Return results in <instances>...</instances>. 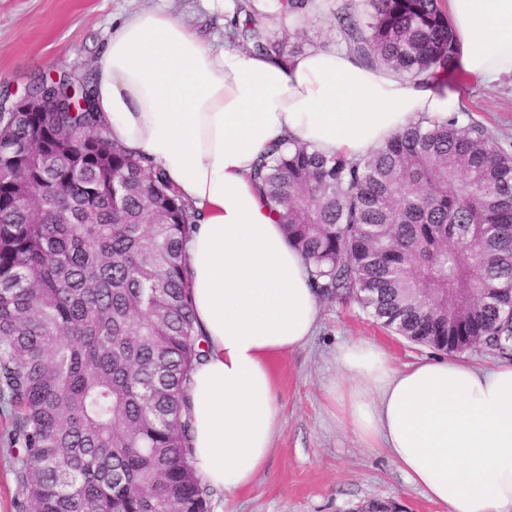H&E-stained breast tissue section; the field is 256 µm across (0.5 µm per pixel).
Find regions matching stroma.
<instances>
[{
  "instance_id": "35a3bbf8",
  "label": "stroma",
  "mask_w": 512,
  "mask_h": 512,
  "mask_svg": "<svg viewBox=\"0 0 512 512\" xmlns=\"http://www.w3.org/2000/svg\"><path fill=\"white\" fill-rule=\"evenodd\" d=\"M343 0H314L317 20L270 14L267 23L289 46H336L330 24ZM168 8L216 45H227L225 17L233 0H0V103L26 93L38 76L91 77L100 48L130 13ZM464 120L487 126L512 144V83L490 86L460 82ZM371 341L403 366L430 355L431 347L411 343L380 327L353 301L326 300L316 335L303 348L275 364L282 426L275 451L256 482L233 499L212 492L210 512H355L373 499L393 500L405 512H441L407 484L399 468L382 452L363 447L338 425L327 409L326 385L337 375V346ZM0 415V512H21V490Z\"/></svg>"
}]
</instances>
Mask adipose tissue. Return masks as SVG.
Wrapping results in <instances>:
<instances>
[{"label": "adipose tissue", "instance_id": "adipose-tissue-1", "mask_svg": "<svg viewBox=\"0 0 512 512\" xmlns=\"http://www.w3.org/2000/svg\"><path fill=\"white\" fill-rule=\"evenodd\" d=\"M468 80L512 82V0H444ZM95 108L111 140L163 170L192 206L184 243L207 355L186 388L193 462L234 496L274 450L282 407L272 364L304 347L320 298L250 179L293 137L326 156L366 155L400 128L462 112L458 90L359 64L344 47L283 64L217 48L173 13H132L94 62ZM326 388L337 422L383 450L442 512H512V363L428 356L396 367L369 341L336 349Z\"/></svg>", "mask_w": 512, "mask_h": 512}]
</instances>
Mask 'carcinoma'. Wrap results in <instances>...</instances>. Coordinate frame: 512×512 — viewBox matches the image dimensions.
I'll use <instances>...</instances> for the list:
<instances>
[{
  "instance_id": "cac0c4a2",
  "label": "carcinoma",
  "mask_w": 512,
  "mask_h": 512,
  "mask_svg": "<svg viewBox=\"0 0 512 512\" xmlns=\"http://www.w3.org/2000/svg\"><path fill=\"white\" fill-rule=\"evenodd\" d=\"M225 35L284 60L268 14L234 0ZM306 18L312 0H271ZM338 43L362 65L448 83L441 0H344ZM91 104L92 84L63 77ZM252 181L317 294L445 353L512 358V152L452 117L359 159L272 143ZM190 205L94 112H0V413L22 456L23 512H209L180 420L202 357L183 242Z\"/></svg>"
}]
</instances>
